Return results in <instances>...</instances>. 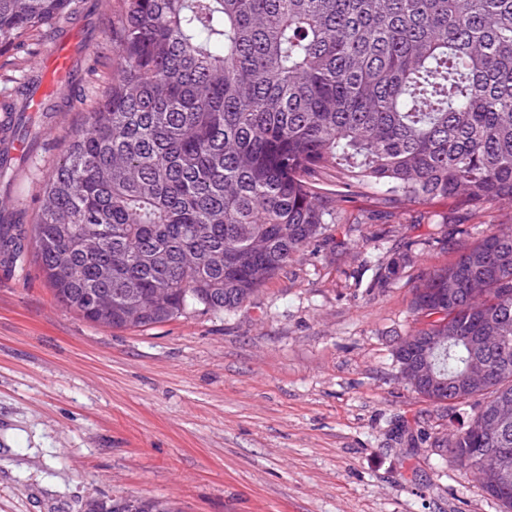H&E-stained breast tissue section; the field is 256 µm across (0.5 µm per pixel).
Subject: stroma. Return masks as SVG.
<instances>
[{"mask_svg": "<svg viewBox=\"0 0 512 512\" xmlns=\"http://www.w3.org/2000/svg\"><path fill=\"white\" fill-rule=\"evenodd\" d=\"M65 17L88 42L68 98L54 104L27 173L0 183V209L33 224L42 183L112 82L121 0H74ZM53 40L32 32L0 48V101L37 74ZM364 189L251 303L136 329L93 324L55 299L32 239L0 269V512H88L124 496L178 512H500L449 461L474 414L416 393L393 356L419 328L420 278L454 258L453 200L396 206ZM413 242L384 288L376 260Z\"/></svg>", "mask_w": 512, "mask_h": 512, "instance_id": "obj_1", "label": "stroma"}]
</instances>
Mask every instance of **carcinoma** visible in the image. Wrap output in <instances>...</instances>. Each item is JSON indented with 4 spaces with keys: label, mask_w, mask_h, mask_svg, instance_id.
I'll list each match as a JSON object with an SVG mask.
<instances>
[{
    "label": "carcinoma",
    "mask_w": 512,
    "mask_h": 512,
    "mask_svg": "<svg viewBox=\"0 0 512 512\" xmlns=\"http://www.w3.org/2000/svg\"><path fill=\"white\" fill-rule=\"evenodd\" d=\"M71 0H0V44L51 26ZM112 85L51 171L34 225L56 299L91 323L137 328L124 304L234 312L336 223L355 189L384 204L453 199L462 217L512 205V0H123L112 18ZM20 111L23 135L40 123ZM413 289L439 337L444 390L476 413L445 448L472 464L497 449L512 472V416L485 411L512 390V225L465 243ZM412 248L378 265L395 280ZM112 297L99 317L91 297ZM156 501L112 500V512Z\"/></svg>",
    "instance_id": "1"
}]
</instances>
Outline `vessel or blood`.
<instances>
[{
	"mask_svg": "<svg viewBox=\"0 0 512 512\" xmlns=\"http://www.w3.org/2000/svg\"><path fill=\"white\" fill-rule=\"evenodd\" d=\"M76 34L67 33L55 39L44 58V63L36 79V89L27 99L28 111H39L46 103L66 98L76 76V56L74 44ZM13 122L11 113L0 114V128H5V135H0V154L5 158H14L32 153L33 147L18 137L8 135L7 130Z\"/></svg>",
	"mask_w": 512,
	"mask_h": 512,
	"instance_id": "b4317fda",
	"label": "vessel or blood"
}]
</instances>
